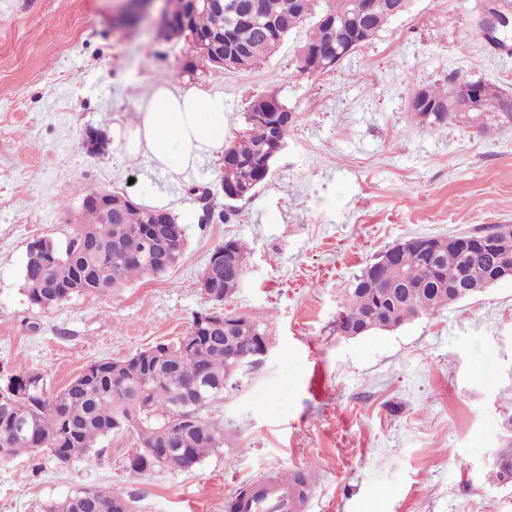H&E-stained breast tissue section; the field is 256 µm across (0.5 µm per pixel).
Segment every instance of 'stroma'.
<instances>
[{"label": "stroma", "mask_w": 512, "mask_h": 512, "mask_svg": "<svg viewBox=\"0 0 512 512\" xmlns=\"http://www.w3.org/2000/svg\"><path fill=\"white\" fill-rule=\"evenodd\" d=\"M121 0H0V371H37L49 392L88 363L125 358L187 334L212 303L197 283L229 238L249 249L244 285L224 308L272 315L266 359L216 414L227 439L190 471L134 473L135 437L58 464L46 453L0 463V512H39L80 487H114L135 512H230L231 494L278 471H304L307 512H512V485L488 478L512 437V280L391 331L348 339L336 319L356 275L415 236L512 224V123L486 130L418 124L408 100L459 73L512 93L506 49L486 38L502 0H413L334 71L298 70L306 29L256 67L215 73L186 40L113 29ZM223 93L225 140L257 96L276 93L294 115L268 180L237 201L229 223H199L192 187L215 186L203 158L179 181L124 137L155 82ZM106 153L88 154V130ZM143 205L164 200L188 228V249L162 277L41 309L23 286L26 246L63 238L90 191Z\"/></svg>", "instance_id": "obj_1"}]
</instances>
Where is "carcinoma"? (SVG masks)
<instances>
[{
  "label": "carcinoma",
  "instance_id": "cac0c4a2",
  "mask_svg": "<svg viewBox=\"0 0 512 512\" xmlns=\"http://www.w3.org/2000/svg\"><path fill=\"white\" fill-rule=\"evenodd\" d=\"M264 18L259 22L231 23L224 6L197 10L187 0H175L173 21L161 29L170 41L181 38L182 26L208 40L220 59L206 65L215 72H232L236 62L230 54L239 49L251 51L247 66L252 68L275 50L260 40L259 25L272 24L279 44L291 32L309 26L302 48H325L324 20L331 13L341 14L344 0H262ZM387 22L378 18L363 20L354 31L358 46L373 39ZM456 77L445 88H428V104L438 111L430 117L423 110H412L419 123L434 130L453 121L448 104L455 99ZM480 105L484 130L490 122L511 123L512 112L505 111L504 93L485 83ZM267 114L256 119L254 112ZM288 106L274 93L256 97L244 112L245 128L225 144L230 164L238 170L237 180L251 196L268 176L276 157L268 148L273 142L274 125L280 123ZM111 191L98 200L82 205L81 223L71 225L62 240L39 237L27 245L23 267L24 287L30 303L40 308L58 305L75 295H106L126 283L150 274L146 263L149 253L142 229L153 218L178 223L179 217L168 209L138 203L109 206ZM216 210L210 192L200 195L201 223L229 219L234 199ZM485 229L464 231V245L446 250L434 259L423 256L424 238L407 240L409 259L369 264L355 280L344 309L336 318V331L352 329L364 336L390 331L420 316H434L456 303L448 299V289L463 276L482 287L494 271L496 257L484 252L478 240ZM225 250L235 265L215 266L212 273L227 296L242 287L249 248L241 240L224 241ZM208 316L193 320L194 341L182 352L177 341H163L128 359L105 358L94 361L70 380L60 391L49 394L43 377L37 372L6 377L0 389V461L27 453L47 451L60 463L91 455L98 442L112 433L134 431L136 447L126 453L124 467L134 473L169 468L189 471L206 457L224 448V424L213 416L216 405L224 401V380L246 371V360L270 340L269 319L233 314L235 324L224 333V325L206 323ZM174 442L181 453L165 458L163 452ZM153 454L148 455L146 451ZM495 476L501 482L512 481V443L497 450ZM127 497L118 489L83 487L63 499L41 506L40 512H112V505Z\"/></svg>",
  "mask_w": 512,
  "mask_h": 512
}]
</instances>
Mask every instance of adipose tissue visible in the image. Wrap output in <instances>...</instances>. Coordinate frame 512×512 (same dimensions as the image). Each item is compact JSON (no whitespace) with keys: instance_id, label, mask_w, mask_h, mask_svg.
I'll return each mask as SVG.
<instances>
[{"instance_id":"ef3b65f1","label":"adipose tissue","mask_w":512,"mask_h":512,"mask_svg":"<svg viewBox=\"0 0 512 512\" xmlns=\"http://www.w3.org/2000/svg\"><path fill=\"white\" fill-rule=\"evenodd\" d=\"M142 118L125 142L133 157L146 155L171 180L193 170L207 156L224 150V97L194 90L175 92L156 82L141 107Z\"/></svg>"}]
</instances>
